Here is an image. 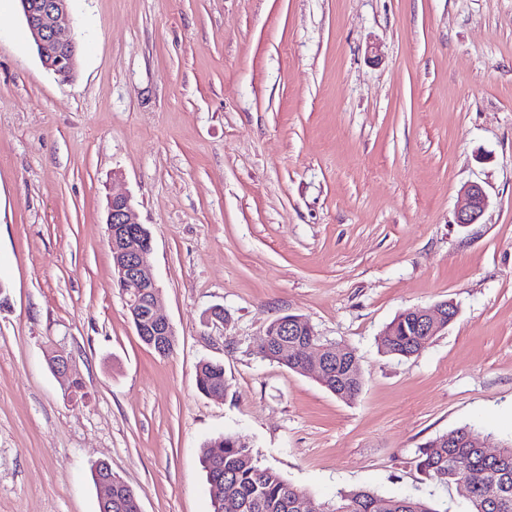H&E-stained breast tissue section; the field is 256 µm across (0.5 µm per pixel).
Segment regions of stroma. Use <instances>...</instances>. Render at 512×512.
Returning <instances> with one entry per match:
<instances>
[{
    "label": "stroma",
    "mask_w": 512,
    "mask_h": 512,
    "mask_svg": "<svg viewBox=\"0 0 512 512\" xmlns=\"http://www.w3.org/2000/svg\"><path fill=\"white\" fill-rule=\"evenodd\" d=\"M70 34L62 83L0 15V512H98L101 459L142 512H211L227 433L319 502L469 512L415 461L465 425L512 439V0H72ZM470 183L488 204L460 224ZM115 193L151 233L165 357L112 280ZM445 300L425 351L383 353ZM287 314L355 348L358 397L256 354ZM204 360L224 397L197 391ZM444 302H447V305L440 303L432 309H408L406 315H411L410 318L404 314L398 315L384 331L392 336L384 334L381 338L383 352L395 357L408 358L425 350L431 340L457 316L452 315L451 302ZM411 322L416 326L415 336H412ZM49 365L52 372L61 380L63 390L68 396L74 394L73 378L70 375L69 357L64 350H57L49 357ZM196 388L206 396L227 391L224 366L218 362L202 361L196 371ZM220 389V390H218ZM215 390V391H214Z\"/></svg>",
    "instance_id": "35a3bbf8"
}]
</instances>
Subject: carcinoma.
Returning <instances> with one entry per match:
<instances>
[{
    "label": "carcinoma",
    "instance_id": "obj_1",
    "mask_svg": "<svg viewBox=\"0 0 512 512\" xmlns=\"http://www.w3.org/2000/svg\"><path fill=\"white\" fill-rule=\"evenodd\" d=\"M280 320H274L256 341V352L265 360L287 366L299 373L330 375L329 390L336 396L355 399L362 387L361 377L353 373L350 360L354 349L346 346L339 359L313 358L309 363L282 359L276 356L273 344L277 340ZM381 338L384 353L400 358L420 354L431 342L430 336L413 335L411 320L398 315L385 329ZM196 388L204 395L214 390L227 391L224 366L218 362L203 361L196 371ZM482 433L472 426H464L440 435L420 448L417 469L429 480L442 485L456 483L457 473L476 470L481 479L471 490L472 512H512V442L499 448L496 455H487L475 442ZM221 450L215 457L213 449ZM202 461L211 482L224 484V498L239 504V512H300L306 501L312 504L310 512H377L379 499L364 489L341 490L336 500L316 503L306 491L286 482L276 471L259 465L245 439L238 434H226L209 442ZM390 512H438L427 502L412 497L391 498Z\"/></svg>",
    "mask_w": 512,
    "mask_h": 512
}]
</instances>
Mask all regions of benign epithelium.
<instances>
[{"label": "benign epithelium", "instance_id": "obj_1", "mask_svg": "<svg viewBox=\"0 0 512 512\" xmlns=\"http://www.w3.org/2000/svg\"><path fill=\"white\" fill-rule=\"evenodd\" d=\"M70 2L71 0H20L22 14L42 65L63 83L74 79L78 50L75 40L64 35L66 27L72 23ZM485 206L483 188L478 184L468 185L457 209V223H475ZM106 224L108 244L112 251L113 280L121 291L137 335L145 337L149 346L161 353L164 340L174 341V332L169 322L158 312L160 288L148 263L152 250L150 232L137 221L131 198L127 195H114L110 198ZM407 314L411 315L418 336H435L455 320L451 305L442 303L431 309L412 308L407 310ZM290 349L294 350V357L301 360L323 351L338 358L344 353L342 347L335 348L329 343L320 346L312 341H281L277 353L281 356ZM49 365L61 380L65 394L73 395V378L70 375L69 357L65 351L53 352L49 357ZM117 484L121 485L123 481L112 473L110 464H105L103 475L98 480L102 504H112L113 488Z\"/></svg>", "mask_w": 512, "mask_h": 512}]
</instances>
